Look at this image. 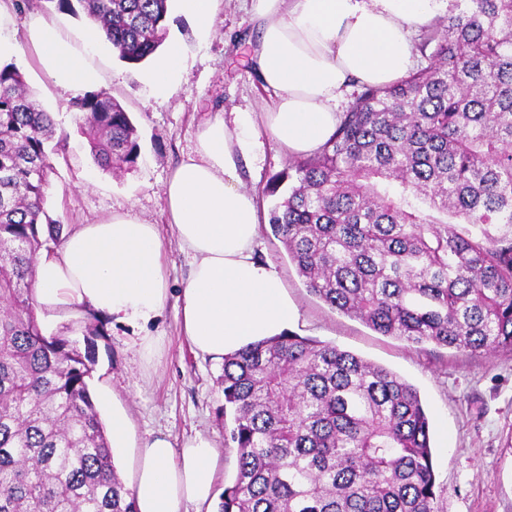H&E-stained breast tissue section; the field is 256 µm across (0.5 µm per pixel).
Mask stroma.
Returning <instances> with one entry per match:
<instances>
[{"label":"stroma","mask_w":512,"mask_h":512,"mask_svg":"<svg viewBox=\"0 0 512 512\" xmlns=\"http://www.w3.org/2000/svg\"><path fill=\"white\" fill-rule=\"evenodd\" d=\"M55 21L73 35L91 29L82 15L58 10L54 0H31L15 12L10 36L23 58L19 70L42 107L70 134L64 155L56 157L45 209L65 230L92 224L116 212H131L156 224L163 241L167 297L147 320L107 319V335L98 339L89 388L103 422L113 411L129 418V439L115 452L124 484L135 478L140 444L155 435L173 443L198 433L224 442L221 360L198 354L180 331L179 309L189 271L165 222L162 189L173 167L194 147L198 126L216 114L259 111L271 101L250 63L259 38L252 0H217L214 30L202 35L178 8H170L167 39L181 41L187 56L177 92L161 101L151 95L147 76L153 61H120L110 44L94 58L101 86L130 113L139 134V154L126 169L106 171L94 163L76 132L71 108L76 95L57 88L39 67L28 40L32 18ZM289 156L269 138L242 159L240 175L259 204L261 256L279 269L289 296L300 309L296 333L336 346L381 365L414 385L431 417L436 471L447 492L442 512H512V353H459L433 346L416 348L384 336L361 321L331 309L311 295L273 236L268 220L275 199L265 192L273 176L285 170ZM237 459L223 449L215 490L234 480Z\"/></svg>","instance_id":"stroma-1"}]
</instances>
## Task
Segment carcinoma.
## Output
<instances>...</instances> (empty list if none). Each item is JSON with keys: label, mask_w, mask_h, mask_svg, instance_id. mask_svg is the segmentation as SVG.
Segmentation results:
<instances>
[{"label": "carcinoma", "mask_w": 512, "mask_h": 512, "mask_svg": "<svg viewBox=\"0 0 512 512\" xmlns=\"http://www.w3.org/2000/svg\"><path fill=\"white\" fill-rule=\"evenodd\" d=\"M118 58L163 44L169 0H77ZM427 66L364 87L336 133L266 187L272 233L307 291L411 345L512 350V0H448L420 46ZM106 170L138 131L105 90L73 102ZM57 130L23 74L0 66V512H136L89 391L85 347L43 334L41 251ZM225 447L237 472L218 512H440L430 421L390 370L285 332L224 356Z\"/></svg>", "instance_id": "carcinoma-1"}]
</instances>
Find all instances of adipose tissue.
I'll list each match as a JSON object with an SVG mask.
<instances>
[{
  "label": "adipose tissue",
  "instance_id": "1",
  "mask_svg": "<svg viewBox=\"0 0 512 512\" xmlns=\"http://www.w3.org/2000/svg\"><path fill=\"white\" fill-rule=\"evenodd\" d=\"M443 0H253L261 36L254 65L274 94L261 113L217 115L201 124L194 150L164 185L165 221L190 259L182 292L181 328L201 354L221 358L250 342L277 336L300 313L271 262L257 255L261 215L243 189L241 158L267 133L293 156L318 151L335 133L339 105L353 85L386 87L413 65V30L428 25ZM29 40L58 88L98 86L89 61L99 32L74 39L55 23L33 19ZM184 49L166 45L147 83L169 99L184 65ZM35 301L48 315L91 309L120 320L147 319L166 295L163 243L156 225L124 212L81 224L59 250L41 252L35 267ZM219 451L197 435L174 446L165 435L140 448L132 493L137 512H187L211 502Z\"/></svg>",
  "mask_w": 512,
  "mask_h": 512
}]
</instances>
